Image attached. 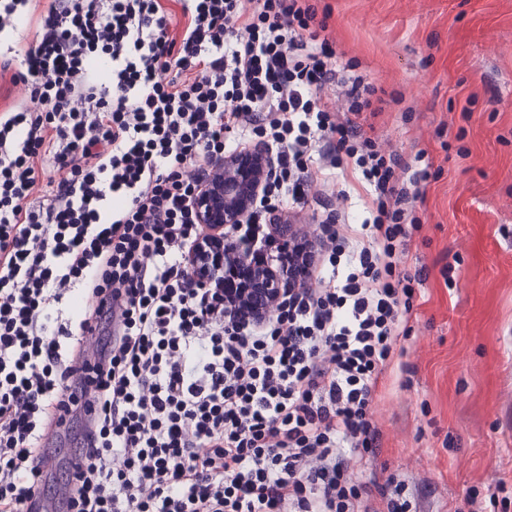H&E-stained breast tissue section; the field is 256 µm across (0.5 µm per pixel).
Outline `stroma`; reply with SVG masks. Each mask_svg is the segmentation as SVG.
Returning <instances> with one entry per match:
<instances>
[{"label":"stroma","instance_id":"obj_1","mask_svg":"<svg viewBox=\"0 0 512 512\" xmlns=\"http://www.w3.org/2000/svg\"><path fill=\"white\" fill-rule=\"evenodd\" d=\"M316 5L327 36L397 99L377 134L424 152L432 173L404 258L423 277L375 397L372 465L415 478L426 512H489L497 483L512 495V0Z\"/></svg>","mask_w":512,"mask_h":512}]
</instances>
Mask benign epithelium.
<instances>
[{
    "label": "benign epithelium",
    "mask_w": 512,
    "mask_h": 512,
    "mask_svg": "<svg viewBox=\"0 0 512 512\" xmlns=\"http://www.w3.org/2000/svg\"><path fill=\"white\" fill-rule=\"evenodd\" d=\"M259 190L256 182H240L224 179L204 188L195 200V209L203 224H240L247 216V202ZM197 267L205 277L199 281L202 288L221 287L220 268L211 265L207 254L199 253Z\"/></svg>",
    "instance_id": "benign-epithelium-1"
}]
</instances>
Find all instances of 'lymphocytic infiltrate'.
I'll list each match as a JSON object with an SVG mask.
<instances>
[{
  "mask_svg": "<svg viewBox=\"0 0 512 512\" xmlns=\"http://www.w3.org/2000/svg\"><path fill=\"white\" fill-rule=\"evenodd\" d=\"M38 2L0 0V33L39 16L0 57L25 86L0 113V512L52 493L43 436L89 394L61 512H421L370 468V408L410 331L400 263L430 172L365 131L384 100L337 66L316 4L179 0L175 32L163 0ZM262 154L249 221L200 223L216 161ZM360 187L357 223L330 200ZM214 234L216 291L192 261ZM36 31L35 21L20 27L18 31H6L2 34V47L4 50L9 46L13 47L16 54H23L32 44Z\"/></svg>",
  "mask_w": 512,
  "mask_h": 512,
  "instance_id": "obj_1",
  "label": "lymphocytic infiltrate"
}]
</instances>
